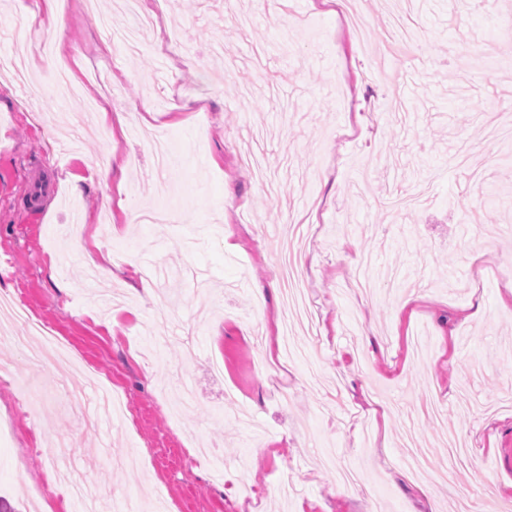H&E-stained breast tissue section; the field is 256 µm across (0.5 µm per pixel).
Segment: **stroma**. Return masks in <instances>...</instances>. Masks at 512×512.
<instances>
[{
	"instance_id": "obj_1",
	"label": "stroma",
	"mask_w": 512,
	"mask_h": 512,
	"mask_svg": "<svg viewBox=\"0 0 512 512\" xmlns=\"http://www.w3.org/2000/svg\"><path fill=\"white\" fill-rule=\"evenodd\" d=\"M355 4L356 31L334 0H145L159 18L127 56L115 0H60L82 91L60 101L38 38L12 39L44 0H0V292L77 355L34 373L29 349L0 343V496L18 512H64L78 478L107 504L162 494L166 512H423L407 463L440 462L452 430L472 459L432 486L440 512L459 488L512 512V141L493 129L512 104L506 10L414 0L407 46L398 0ZM94 64L117 128L83 109ZM37 182L58 188L43 215ZM161 201L172 223L127 222ZM302 216L320 340L295 331L266 369L277 253ZM152 264L154 296L134 293ZM103 389L131 412L85 434ZM432 395L442 420L419 414ZM202 441L213 457L187 463ZM327 448L364 490L323 467Z\"/></svg>"
}]
</instances>
